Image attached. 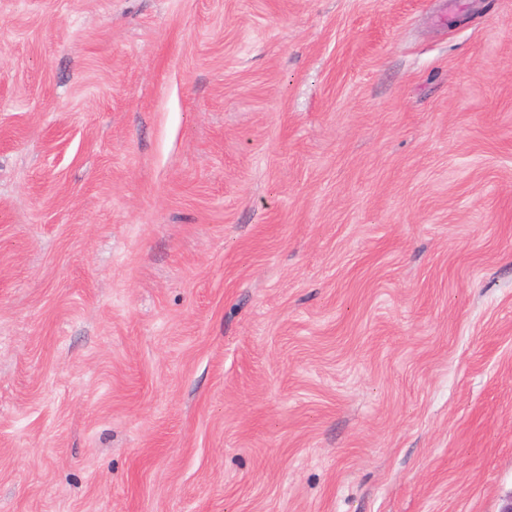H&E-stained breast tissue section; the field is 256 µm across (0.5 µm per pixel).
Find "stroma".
Wrapping results in <instances>:
<instances>
[{"label": "stroma", "mask_w": 512, "mask_h": 512, "mask_svg": "<svg viewBox=\"0 0 512 512\" xmlns=\"http://www.w3.org/2000/svg\"><path fill=\"white\" fill-rule=\"evenodd\" d=\"M512 0H0V512H500Z\"/></svg>", "instance_id": "stroma-1"}]
</instances>
